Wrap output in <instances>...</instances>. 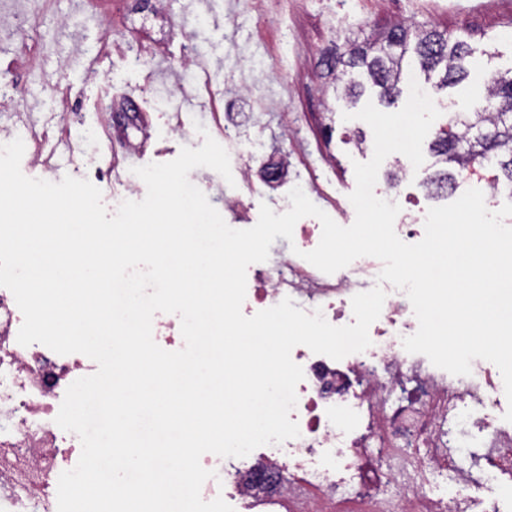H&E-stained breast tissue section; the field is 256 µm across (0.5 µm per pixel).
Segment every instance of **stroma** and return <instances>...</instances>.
Instances as JSON below:
<instances>
[{
	"instance_id": "35a3bbf8",
	"label": "stroma",
	"mask_w": 512,
	"mask_h": 512,
	"mask_svg": "<svg viewBox=\"0 0 512 512\" xmlns=\"http://www.w3.org/2000/svg\"><path fill=\"white\" fill-rule=\"evenodd\" d=\"M21 2L18 33L0 34V68L20 82L28 114L22 121L0 105V137L24 140L21 170L26 176L58 182L76 174L101 190L108 208L119 176L92 167L73 170L65 146L75 143L94 153L112 123L113 107L130 98L152 118L146 142L127 161L131 168L172 161L182 147L199 148L204 134L217 132L210 113L188 103L181 116L190 132L179 135L165 110L167 88L183 80L178 62L184 48L176 31L197 12L211 13L208 26L194 38L214 82L235 76L246 84L235 112L242 134L224 144L233 177H240L244 166L257 169L270 158L288 157L289 186L301 187L345 226L355 219L349 200L356 185L353 164L370 160L374 138L364 121L344 120L348 108L330 86L326 55L397 23L424 24L453 33L468 30L473 55L466 65L479 77L512 67V0H282L277 27L266 26L248 0H166L164 22L172 34L159 47L146 40L136 67L122 63L117 48L137 37V30L106 28L100 17L81 9L80 0ZM29 56L35 57L34 65H26ZM93 68L100 73L95 80L89 77ZM332 112L337 119L331 124L326 116ZM197 123L202 126L198 132L193 129ZM359 138L364 141L360 147L355 144ZM52 149L57 169L48 172L35 156ZM189 179L226 223L241 229L253 227L261 203L271 200L260 188L233 209L224 200L235 189L217 172L201 167Z\"/></svg>"
}]
</instances>
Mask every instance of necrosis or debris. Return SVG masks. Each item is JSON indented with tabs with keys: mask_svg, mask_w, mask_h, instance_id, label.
Here are the masks:
<instances>
[{
	"mask_svg": "<svg viewBox=\"0 0 512 512\" xmlns=\"http://www.w3.org/2000/svg\"><path fill=\"white\" fill-rule=\"evenodd\" d=\"M318 224L294 228L297 253L272 259L256 275L257 310L291 298L306 313L344 325L352 297L372 289L383 268L361 257L328 275L303 259ZM371 346L336 361L293 349L304 372L290 418L300 435L266 446L257 456L206 453L214 476L203 500L223 497L243 512L284 497L289 512H338L361 502L365 512H512V434L499 415L502 380L482 360L455 376L402 345L418 321L406 294L386 286ZM23 322L14 296L0 287V512H57L60 474L73 469L79 438L55 422L68 386L93 374L85 355H60L40 343L17 341Z\"/></svg>",
	"mask_w": 512,
	"mask_h": 512,
	"instance_id": "necrosis-or-debris-1",
	"label": "necrosis or debris"
}]
</instances>
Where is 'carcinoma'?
<instances>
[{
	"mask_svg": "<svg viewBox=\"0 0 512 512\" xmlns=\"http://www.w3.org/2000/svg\"><path fill=\"white\" fill-rule=\"evenodd\" d=\"M472 49L464 36L434 28L415 31L395 25L341 53L333 77V91L352 100L363 93L354 77L358 71L379 89V101L393 103L400 94L403 72L417 67L439 90L455 86L470 76L465 66ZM484 105L474 112H451L448 123L435 133L429 144L440 165L426 180V187L439 194L460 182L465 168L474 161L493 167L494 189L505 186L512 194V68L495 73L484 82Z\"/></svg>",
	"mask_w": 512,
	"mask_h": 512,
	"instance_id": "carcinoma-1",
	"label": "carcinoma"
}]
</instances>
